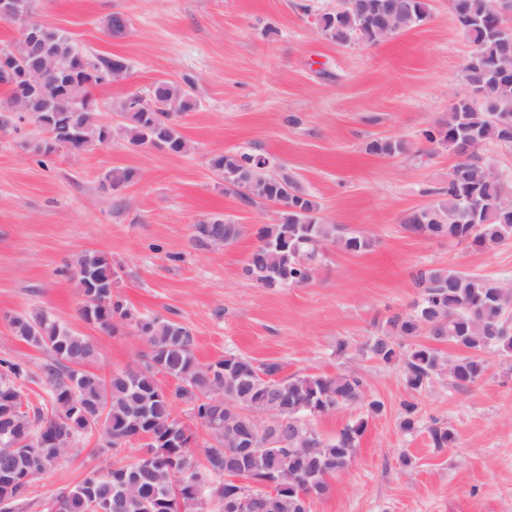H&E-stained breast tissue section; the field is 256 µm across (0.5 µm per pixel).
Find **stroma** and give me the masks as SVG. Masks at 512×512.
<instances>
[{
  "label": "stroma",
  "mask_w": 512,
  "mask_h": 512,
  "mask_svg": "<svg viewBox=\"0 0 512 512\" xmlns=\"http://www.w3.org/2000/svg\"><path fill=\"white\" fill-rule=\"evenodd\" d=\"M429 4L423 24L391 40L340 46L318 28L338 0H34L35 18L69 31L81 49L129 59L126 80L92 89L103 119L113 120L112 102L159 80L192 78L199 106L179 119L194 146L185 156L130 150L117 138L44 166L27 148L40 136L31 122L0 140V358L27 364L25 403L46 404L48 356L12 334L10 316L46 311L90 337L99 349L92 368L103 375L137 364L145 349L129 327L112 333L78 317L74 260L97 251L111 259L116 291L137 313L190 327L201 361L233 353L281 362L286 376H364L384 410L312 512H512V358L489 355L484 380L470 389L455 390L441 375L415 394L402 364L357 351L387 316L409 311L419 270L450 266L512 283V240L476 251L401 228L407 212L448 183L455 158L423 133L464 93L473 51L450 0ZM115 12L129 20L121 36L103 29ZM379 137L404 139L410 150L395 158L366 152ZM225 151L288 167L330 223L365 233L374 248L327 250L308 285L258 287L242 266L257 228L274 215L262 202L242 205L210 171L209 157ZM115 166L138 174L117 194L101 186ZM212 215L245 233L223 248L194 249L193 224ZM341 340L350 344L342 358ZM406 401L423 417L411 434L399 429ZM436 423L454 430V447H433ZM143 445L135 438L115 452L89 440L38 475L17 512H48L85 472L134 463Z\"/></svg>",
  "instance_id": "stroma-1"
}]
</instances>
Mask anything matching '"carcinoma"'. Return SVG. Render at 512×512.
Listing matches in <instances>:
<instances>
[{"instance_id":"obj_1","label":"carcinoma","mask_w":512,"mask_h":512,"mask_svg":"<svg viewBox=\"0 0 512 512\" xmlns=\"http://www.w3.org/2000/svg\"><path fill=\"white\" fill-rule=\"evenodd\" d=\"M495 0H459L458 16L476 20L461 26L474 46L472 55L507 77L490 85L483 100L468 107L452 104L435 128L424 131L426 141L445 147L457 158L448 176V187L436 191L438 199L407 214L403 230L421 239L448 238L475 250H489L512 238V195L486 162L460 161L466 146L512 145L499 117H512V45L502 43L480 24ZM390 18L395 33L409 30L429 16L427 0H346L337 10L319 17L322 35L339 45L382 41L375 17ZM123 14L104 20L108 35L124 34ZM39 54L26 57L14 67V81L21 91L4 87L0 113L22 120L33 118L46 137L34 151L44 157L58 152L77 154L79 146L107 145L119 134L131 149L156 148L185 155L194 150L179 130L177 118L198 107L195 82L160 80L148 93L131 92L111 106L121 117L113 129L96 119L98 104L90 88L116 81L114 72L130 70L119 55H94L80 49L69 32L41 26ZM71 60L73 69L63 75L55 60ZM83 95L86 106L74 107L72 98ZM366 151L397 157L408 151L405 141L373 139ZM208 165L222 174L224 186L239 194L246 205L283 198L297 210L276 213L275 222L257 231V243L248 253L243 274L260 286L278 280L288 271V284L304 286L315 276L321 250L362 254L374 239L347 232L321 214V206L284 166L273 170L259 154L215 153ZM136 178L134 170L114 167L103 186L114 191ZM475 191L481 200L478 216L464 207L463 196ZM244 225L213 216L193 225L191 244L209 249L230 245L243 235ZM84 276L77 288L90 300L78 309L80 319L102 330L130 324L142 332L148 353L140 364L109 375L89 369L98 358L97 345L87 336L61 323L47 312L17 314L11 320L14 336L49 352L44 375L49 388V408L25 409L22 386L30 378L27 366L16 359L0 358V512H14L25 499L34 478L53 467L80 442L100 433L107 445L118 449L129 439L146 434V454L136 462L110 469V479L96 472L86 474L75 487L52 502L57 512H235L229 488L236 480H253L245 486L264 497V512H310L314 498L330 490L328 479L350 464L369 419L379 415L383 404L368 395L360 374L341 370L335 374L281 375L280 363L254 365L243 356L228 354L200 361L195 354L192 331L172 318L136 313L112 285L118 276L112 261L100 252L77 257ZM412 287L419 298L409 313L386 318L377 335L360 351L379 364L400 362L406 386L423 391L436 376L446 374L453 388L467 390L487 375V354L512 356V289L501 282L452 268L431 267L418 271ZM424 336L425 344L417 341ZM450 343L461 355L447 360L436 343ZM170 377L166 388L161 378ZM188 406L190 418L208 429L210 441L202 448L204 463L196 459L195 436L190 425L177 420L173 404ZM358 405L363 414L335 436L325 438L313 429L309 418ZM418 405L403 404L400 430L414 432L419 423ZM285 419L283 434L267 433L268 449L258 458L240 453V442L254 427L258 416ZM433 446L450 448L455 434L441 424L430 428ZM186 491L173 510L161 507L175 484Z\"/></svg>"}]
</instances>
